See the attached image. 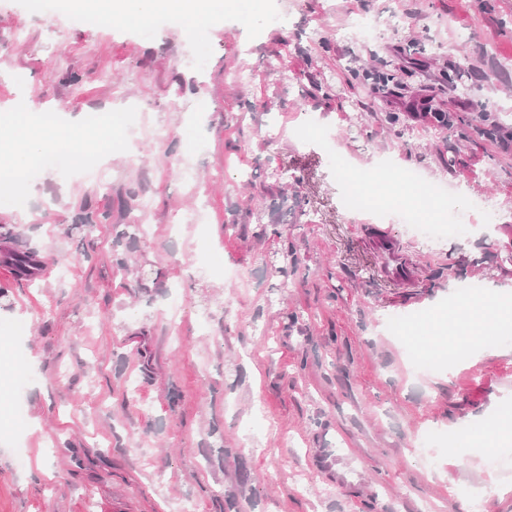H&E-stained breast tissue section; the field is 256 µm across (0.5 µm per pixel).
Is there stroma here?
Listing matches in <instances>:
<instances>
[{
    "instance_id": "obj_1",
    "label": "stroma",
    "mask_w": 512,
    "mask_h": 512,
    "mask_svg": "<svg viewBox=\"0 0 512 512\" xmlns=\"http://www.w3.org/2000/svg\"><path fill=\"white\" fill-rule=\"evenodd\" d=\"M356 15L376 40L345 36ZM83 18L0 0V156L14 125L42 138L0 203V512H512V468L480 448L512 420V334L445 368L426 359L460 336L417 338L472 282L512 307V139L485 134L512 131V0ZM92 112L100 179L45 165ZM386 160L444 199L351 213L341 171ZM137 214L150 234L123 235ZM28 251L47 277H19Z\"/></svg>"
}]
</instances>
